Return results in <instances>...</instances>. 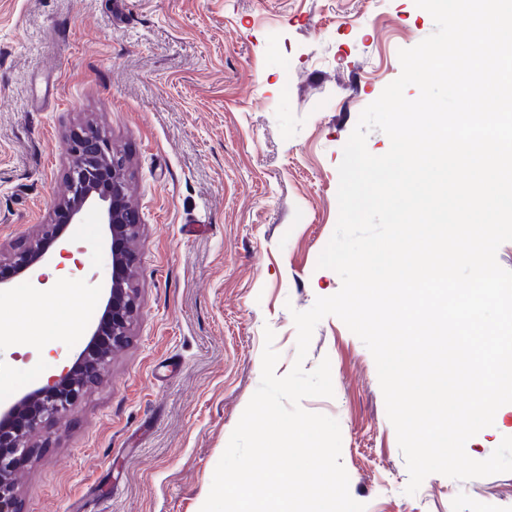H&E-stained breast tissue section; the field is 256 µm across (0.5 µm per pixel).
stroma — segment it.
I'll use <instances>...</instances> for the list:
<instances>
[{"label":"stroma","mask_w":512,"mask_h":512,"mask_svg":"<svg viewBox=\"0 0 512 512\" xmlns=\"http://www.w3.org/2000/svg\"><path fill=\"white\" fill-rule=\"evenodd\" d=\"M434 30L414 0H0V242L49 221L71 134L91 123L126 160L141 231L138 315L103 378L19 467L20 512H200L259 386L264 332L277 375L296 358L293 311L341 288L317 261L336 228L338 166L363 109L401 73L399 50ZM69 281L21 309L0 294V401L80 352L109 251L96 217L69 228ZM78 321L81 334L57 338ZM331 364L349 492L366 512H512V472L425 478L412 495L375 361L335 316L303 367ZM512 437V403L472 437L487 459Z\"/></svg>","instance_id":"stroma-1"}]
</instances>
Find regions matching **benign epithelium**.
<instances>
[{
  "mask_svg": "<svg viewBox=\"0 0 512 512\" xmlns=\"http://www.w3.org/2000/svg\"><path fill=\"white\" fill-rule=\"evenodd\" d=\"M91 211L97 212L99 223L105 226L102 242L112 249V284L104 314L71 367L0 412V512H18L13 483L17 452H33L27 436L13 442L3 436L4 423L13 413L31 405L38 407L33 433L63 415L85 389L98 382L112 351L126 341L135 313V257L128 243L138 233L139 219L127 203L124 160L109 140L94 131L76 133L71 138L67 194L57 203V220L44 225L34 243L10 247L9 263L17 276L23 277L49 261L52 248L65 240L67 225L83 223Z\"/></svg>",
  "mask_w": 512,
  "mask_h": 512,
  "instance_id": "benign-epithelium-1",
  "label": "benign epithelium"
}]
</instances>
